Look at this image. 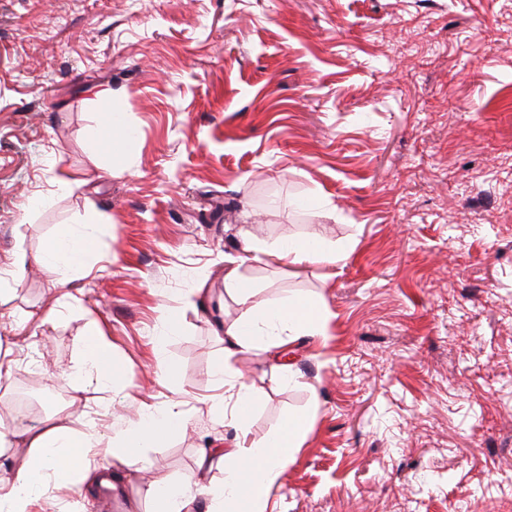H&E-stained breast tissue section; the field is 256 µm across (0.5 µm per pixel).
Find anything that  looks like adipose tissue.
<instances>
[{"label":"adipose tissue","mask_w":512,"mask_h":512,"mask_svg":"<svg viewBox=\"0 0 512 512\" xmlns=\"http://www.w3.org/2000/svg\"><path fill=\"white\" fill-rule=\"evenodd\" d=\"M104 221V215L93 210L86 214L83 224L61 226L40 256V266L59 282H66L68 273L80 269L98 252L100 240L93 227ZM248 247L257 253L279 254L292 263L320 255L335 264L348 257L347 250L328 249L311 238L281 243L252 238ZM224 288L227 294L246 305L247 310L224 331L225 360L214 370L216 380L231 378L230 361L237 354L265 351L274 343L302 336L321 339L326 336L329 310L323 301L297 295L267 301L255 310L251 307L255 287L233 271L225 275ZM75 347L79 357L77 378L96 382L121 396L133 415L107 434L99 431L92 418L83 428H73L68 415L63 413L42 427L21 432L1 428L0 447L25 444L27 457L13 482L0 487V512H29L36 498L52 490L81 488L98 470L100 458L106 454L121 466L144 470L149 448L187 429L188 421L176 405L161 408L125 394L122 366L105 342L98 323L91 321L85 325L75 339ZM309 429V414H293L277 430L261 436L250 447L213 448L203 452L197 460L198 474H205L217 465L224 468L222 483L199 486L206 498L207 512H265L270 490L301 447ZM147 494L156 505L155 512H190L193 503L186 482L165 477L153 478Z\"/></svg>","instance_id":"1"}]
</instances>
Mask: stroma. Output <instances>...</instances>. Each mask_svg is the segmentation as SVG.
<instances>
[{
  "mask_svg": "<svg viewBox=\"0 0 512 512\" xmlns=\"http://www.w3.org/2000/svg\"><path fill=\"white\" fill-rule=\"evenodd\" d=\"M115 104L135 135L87 180ZM91 208L101 249L59 285L36 259ZM252 234L351 251L291 265L248 251ZM17 251L28 271L0 295L6 426L47 422L20 417L23 392L68 396L76 428L99 402L100 431L125 421L121 400L61 375L92 319L127 393L188 418L150 449L153 475L185 480L209 443L309 409L266 512H512V0H0V271ZM232 269L256 301L333 313L326 342L235 360L262 392L243 428L209 412L230 396L213 371L245 310ZM101 496L62 488L34 512H95Z\"/></svg>",
  "mask_w": 512,
  "mask_h": 512,
  "instance_id": "stroma-1",
  "label": "stroma"
}]
</instances>
